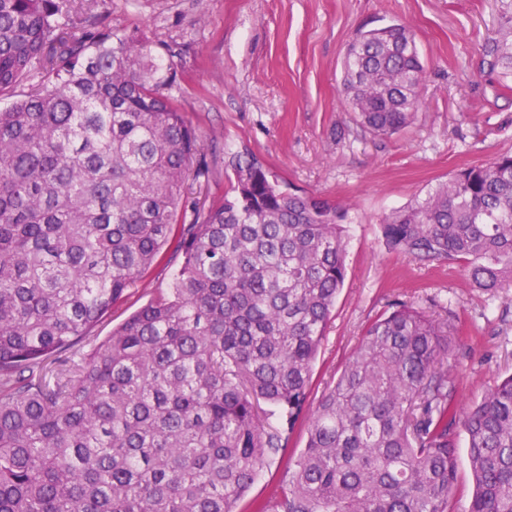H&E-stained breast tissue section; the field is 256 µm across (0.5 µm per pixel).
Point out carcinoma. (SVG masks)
<instances>
[{"mask_svg": "<svg viewBox=\"0 0 512 512\" xmlns=\"http://www.w3.org/2000/svg\"><path fill=\"white\" fill-rule=\"evenodd\" d=\"M65 2L0 0V512H234L304 419L285 487L253 512H454L458 428L466 512H512V374L461 410L455 325L398 300L309 410L344 210L282 189L252 154L231 162L232 195L189 196L208 168L175 76L141 33ZM485 52L511 79L509 48ZM343 70L373 134L413 122L424 67L405 25L360 32ZM380 228L395 252L511 288L512 155ZM165 257L169 288L64 357ZM458 454H457V495L455 499V510L456 512H463L468 501L470 500L473 481L470 471V466L467 457L466 441L463 431L458 429Z\"/></svg>", "mask_w": 512, "mask_h": 512, "instance_id": "cac0c4a2", "label": "carcinoma"}]
</instances>
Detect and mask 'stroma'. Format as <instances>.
Here are the masks:
<instances>
[{
    "label": "stroma",
    "mask_w": 512,
    "mask_h": 512,
    "mask_svg": "<svg viewBox=\"0 0 512 512\" xmlns=\"http://www.w3.org/2000/svg\"><path fill=\"white\" fill-rule=\"evenodd\" d=\"M508 12L512 0H94L98 23L144 33L157 61L177 72L169 96L201 137L209 166L207 187L191 184L192 195L229 193V161L248 150L291 191L345 209L347 276L314 365L313 396L395 300L456 325L448 373L460 406L512 373V288L489 295L458 266L388 250L379 230L388 213L456 171L512 154V87L484 60ZM395 22L415 34L421 104L409 127L377 136L343 100V60L358 31ZM173 272L151 266L91 342L167 288ZM305 441L298 426L235 512L279 494L286 462Z\"/></svg>",
    "instance_id": "1"
}]
</instances>
